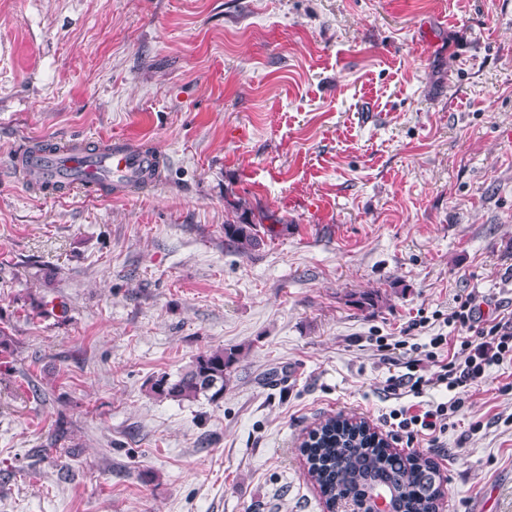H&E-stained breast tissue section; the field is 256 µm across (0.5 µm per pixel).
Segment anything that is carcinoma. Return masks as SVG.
<instances>
[{
  "label": "carcinoma",
  "mask_w": 512,
  "mask_h": 512,
  "mask_svg": "<svg viewBox=\"0 0 512 512\" xmlns=\"http://www.w3.org/2000/svg\"><path fill=\"white\" fill-rule=\"evenodd\" d=\"M233 217L224 222V244L238 252L254 249L262 242L260 229L267 221L278 222L273 215L246 206L224 196ZM388 302V294L370 290L359 296L360 305L379 309ZM17 341L7 327H0V358L9 364ZM240 360L236 349L218 348L198 355L178 379L161 375L152 380L150 392L157 398L195 400L201 396L211 401L224 397L233 367ZM308 474L319 487L328 512L336 504L359 505L358 495L381 489L390 494L392 512H436L440 486L424 489L425 477L433 464L420 456L392 452L364 428L362 423L346 419H328L303 442Z\"/></svg>",
  "instance_id": "cac0c4a2"
}]
</instances>
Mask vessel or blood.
I'll return each mask as SVG.
<instances>
[{
	"instance_id": "1",
	"label": "vessel or blood",
	"mask_w": 512,
	"mask_h": 512,
	"mask_svg": "<svg viewBox=\"0 0 512 512\" xmlns=\"http://www.w3.org/2000/svg\"><path fill=\"white\" fill-rule=\"evenodd\" d=\"M159 156L152 151L129 148L126 140L114 139L108 150L90 153L74 145H67L56 153H37L19 165L23 178L38 174L39 192L51 193L53 185L65 189L97 191L98 179L114 181L120 188L154 185Z\"/></svg>"
}]
</instances>
